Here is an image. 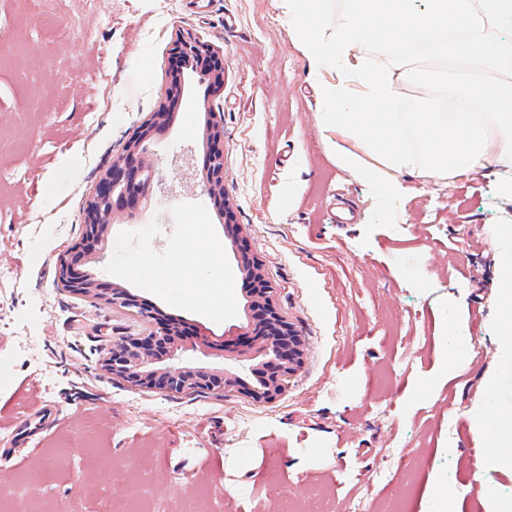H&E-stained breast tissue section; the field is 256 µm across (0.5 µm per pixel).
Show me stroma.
I'll return each mask as SVG.
<instances>
[{"label":"stroma","instance_id":"35a3bbf8","mask_svg":"<svg viewBox=\"0 0 512 512\" xmlns=\"http://www.w3.org/2000/svg\"><path fill=\"white\" fill-rule=\"evenodd\" d=\"M50 11L53 29L27 0H0V493L54 512H97L82 494L89 480L131 484L156 512H490L491 497L512 499V467L494 463L474 425L512 405V379L490 385V228L512 224L497 178L406 175L392 201L336 166L280 0H52ZM182 30L220 55L224 89L186 75L172 123L147 143V205L111 224L82 268L206 332L179 351L181 366L250 379L254 361L224 345L250 321L245 279L199 183L212 104L224 115L225 201L304 339L299 372L266 403L112 377L103 360L146 324L57 284L100 175L170 85ZM199 218L224 249L221 318L127 274L140 262L167 272ZM451 305L464 365L448 374ZM38 405L51 424L24 427ZM435 481L452 501L431 495Z\"/></svg>","mask_w":512,"mask_h":512}]
</instances>
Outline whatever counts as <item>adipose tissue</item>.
<instances>
[{"label":"adipose tissue","mask_w":512,"mask_h":512,"mask_svg":"<svg viewBox=\"0 0 512 512\" xmlns=\"http://www.w3.org/2000/svg\"><path fill=\"white\" fill-rule=\"evenodd\" d=\"M323 110L322 143L336 165L387 198L401 178L455 179L512 169V0H282ZM422 89L406 107L403 86ZM499 287L493 323L512 367V224L495 225ZM206 254L216 271L187 303L224 311V250L204 225L184 262Z\"/></svg>","instance_id":"adipose-tissue-1"}]
</instances>
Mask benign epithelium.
Here are the masks:
<instances>
[{
  "label": "benign epithelium",
  "instance_id": "7a95c632",
  "mask_svg": "<svg viewBox=\"0 0 512 512\" xmlns=\"http://www.w3.org/2000/svg\"><path fill=\"white\" fill-rule=\"evenodd\" d=\"M173 49L174 54L187 65L214 55L207 45L188 31L176 34ZM181 87V71L174 70L165 101L151 113L135 136L124 144L110 167L100 176L84 211L82 242L71 246L58 258V284L69 291L102 300L112 306L133 309L141 320L148 323L149 332L146 336L122 338L112 347V353L105 360L106 369L132 387L171 393L203 391L218 397L240 393L257 402H268L281 395L287 380L300 368L303 340L275 307L272 300L274 288L264 282L258 261L244 254L240 265L245 278L263 282V287L251 293L249 307L263 309L265 319L255 333V339L246 344V348L253 351L252 357H265L270 362H277V366L263 377L259 385L253 387L224 373L204 369L187 370L167 364L166 360L186 341L181 335V325L153 310L124 287L100 282L79 271L80 264L95 254L108 226L114 223L115 206L126 203L138 208L146 200L155 170L153 163L144 156L142 144L156 131L171 123L174 116L171 102L181 94ZM202 108L206 115L203 130L206 161L202 170V183L204 191L224 219L225 232L235 245L239 242L241 227L235 223L233 212L224 205L222 117L207 103Z\"/></svg>",
  "mask_w": 512,
  "mask_h": 512
}]
</instances>
